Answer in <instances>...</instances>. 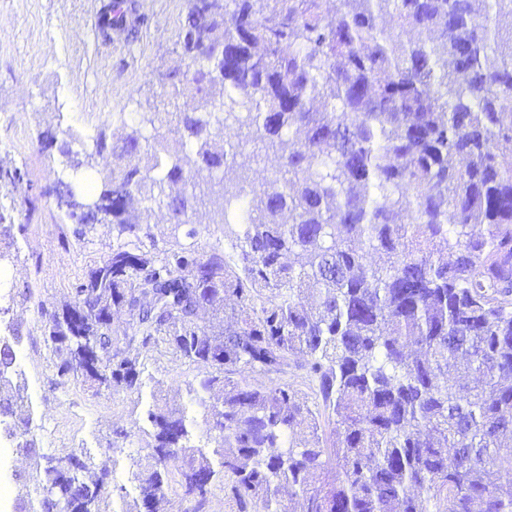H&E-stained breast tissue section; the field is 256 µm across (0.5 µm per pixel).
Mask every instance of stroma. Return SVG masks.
<instances>
[{
	"instance_id": "1",
	"label": "stroma",
	"mask_w": 512,
	"mask_h": 512,
	"mask_svg": "<svg viewBox=\"0 0 512 512\" xmlns=\"http://www.w3.org/2000/svg\"><path fill=\"white\" fill-rule=\"evenodd\" d=\"M107 0H0V321L20 334L15 346L34 413L38 451L90 456L94 468L111 474L113 512H132L137 497L130 464L151 444L133 435L115 447L155 402L186 404L203 367L165 351L126 348L143 368L137 391L95 394L79 381L58 384L54 357L44 342L36 301L58 306L71 285L118 247L160 255L186 243L184 229L153 207L147 231L134 239L108 224L72 223L57 206V181L78 178L102 187L106 174L93 168L72 173L71 153L91 150L98 133L120 137L123 122L143 112H167L166 74L185 70L180 35L188 0H124L123 26L102 35L99 16ZM67 141L70 150L43 147L44 131ZM20 171L18 180L8 172ZM24 232H16V225Z\"/></svg>"
}]
</instances>
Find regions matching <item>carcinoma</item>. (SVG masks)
Segmentation results:
<instances>
[{
	"label": "carcinoma",
	"instance_id": "carcinoma-1",
	"mask_svg": "<svg viewBox=\"0 0 512 512\" xmlns=\"http://www.w3.org/2000/svg\"><path fill=\"white\" fill-rule=\"evenodd\" d=\"M328 2L189 0L188 71L163 85L212 111L145 113L72 160L108 171L85 223L137 239L151 201L192 238L204 207L237 255L120 247L70 301L38 304L61 384L141 388L112 351L122 313L128 344L205 369L201 420L171 408L137 425L154 444L134 512H158L173 470L192 512L225 476L240 512H512V0ZM121 7L102 11L103 33ZM169 134L183 150L165 160ZM247 142L276 169L238 165ZM56 200L84 212L67 183ZM294 357L336 416L329 437L293 386L236 379ZM2 388L27 456L22 372ZM34 465L25 512H109L107 470L74 453Z\"/></svg>",
	"mask_w": 512,
	"mask_h": 512
}]
</instances>
